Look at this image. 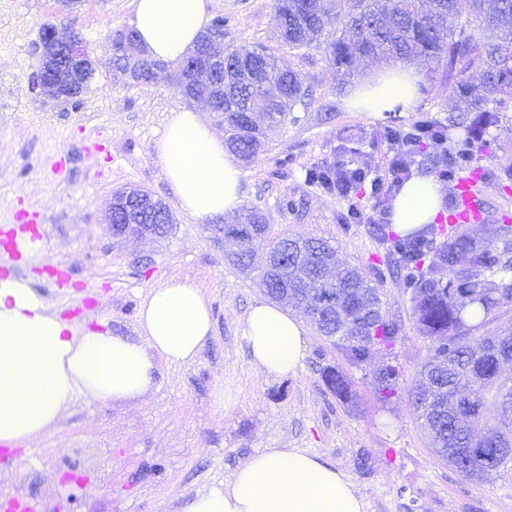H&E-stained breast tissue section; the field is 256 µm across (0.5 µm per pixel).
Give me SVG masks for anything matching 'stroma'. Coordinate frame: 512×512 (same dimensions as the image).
<instances>
[{
	"instance_id": "1",
	"label": "stroma",
	"mask_w": 512,
	"mask_h": 512,
	"mask_svg": "<svg viewBox=\"0 0 512 512\" xmlns=\"http://www.w3.org/2000/svg\"><path fill=\"white\" fill-rule=\"evenodd\" d=\"M132 0H80L70 11L60 0H0V230L31 225L40 252L13 259L0 254V278L30 279L61 318L120 336L136 333L142 300L160 282L194 281L210 300L213 333L185 366L158 362L150 392L112 404L77 399L52 434L20 446L22 468L0 474V496L24 492L44 499L48 512H182L196 494L230 479L249 457L269 448H295L345 474L365 512H512V468L475 484L430 450L407 399L381 406L370 385L371 366L350 370L358 406L339 401L322 377L343 366L340 350L314 328L296 373L266 375L243 339L249 309L265 301L255 275L238 271L221 245L175 205L159 160L170 113L201 111L223 134L204 103H188L165 83L126 84L113 76L108 30L129 26ZM210 15L229 23L224 45L263 46L289 60L313 92L299 120L281 126L264 152L242 165L243 205L263 212L270 237L305 233L330 240L340 262L369 272L386 258L366 217L369 187L356 192L362 219L343 223L347 202L305 180L314 165L353 163L385 170L392 157L387 125L408 128L423 113L438 119L466 109L441 78L420 76L418 96L405 111L358 112L346 100L378 65L359 61L353 79L338 85L322 50L291 49L276 38L274 0H211ZM82 34L98 66L79 105L52 102L32 90L41 33L46 25ZM493 152L480 159L486 178L477 185L482 221L475 235L512 215V107L484 130ZM139 186L173 206L174 226L154 242L118 239L105 222L113 191ZM296 207L283 210L282 198ZM69 271L65 288L45 273ZM386 316L403 325L397 362L412 382L426 344L414 330L411 292L403 279L378 281ZM91 292L93 305L78 307Z\"/></svg>"
}]
</instances>
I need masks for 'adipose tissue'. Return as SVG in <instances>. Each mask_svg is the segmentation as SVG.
I'll use <instances>...</instances> for the list:
<instances>
[{"label": "adipose tissue", "mask_w": 512, "mask_h": 512, "mask_svg": "<svg viewBox=\"0 0 512 512\" xmlns=\"http://www.w3.org/2000/svg\"><path fill=\"white\" fill-rule=\"evenodd\" d=\"M133 25L160 59L175 61L208 22L207 0H134ZM417 76L398 65L357 88L363 111L382 112L415 99ZM179 208L196 223L234 213L243 202L242 172L223 139L196 110L168 117L159 146ZM442 189L414 177L393 201L392 223L407 234L432 223ZM138 336L91 330L63 319L27 279L0 278V443L23 444L50 433L78 398L121 402L152 387L157 361L191 363L213 330L210 302L189 279L171 278L140 305ZM243 336L253 363L267 375L292 374L306 344L301 320L274 304L252 306ZM344 474L309 453L271 448L251 456L231 480L197 494L184 512H363Z\"/></svg>", "instance_id": "1"}]
</instances>
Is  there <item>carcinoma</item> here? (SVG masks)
I'll return each instance as SVG.
<instances>
[{
  "mask_svg": "<svg viewBox=\"0 0 512 512\" xmlns=\"http://www.w3.org/2000/svg\"><path fill=\"white\" fill-rule=\"evenodd\" d=\"M462 17L458 0H275L278 40L293 49L323 50L343 83L354 77L358 58L384 63L417 60L425 69L448 74L452 92L460 98L473 89L494 104L473 121L464 117L443 123L428 115L413 123L419 148L460 130L461 148L432 160L440 175L476 178L481 168L474 157L487 142L480 131L499 122V113L512 103V0H468ZM228 66L236 67L233 91L224 100V143L246 161L262 152L263 130L239 122L245 110L261 112L268 126L279 127L301 105L308 106V90L291 63L262 47L224 50ZM343 170L317 166L305 179L326 192L336 189ZM263 215L249 210L241 224L224 225V256L243 272L251 270V256L233 246L242 240L268 245V252L284 260L279 274L261 270L259 284L273 301L303 310L316 332L342 352L356 369L379 356L384 362L372 373L377 401L389 404L407 393L433 451L464 477L483 483L512 463V391H503L501 367L512 362V327L493 328L512 303V244L509 224L489 233L504 238L493 252L461 225L448 228V239L434 240L440 228L431 224L418 235L389 240L403 280L412 290L415 328L427 350L415 380L402 386L394 364L402 325L387 319L378 289L357 270L337 264L328 241L304 234L269 239ZM330 391L345 404L357 401L342 369L323 372Z\"/></svg>",
  "mask_w": 512,
  "mask_h": 512,
  "instance_id": "carcinoma-1",
  "label": "carcinoma"
}]
</instances>
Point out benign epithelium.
Returning <instances> with one entry per match:
<instances>
[{"instance_id": "benign-epithelium-1", "label": "benign epithelium", "mask_w": 512, "mask_h": 512, "mask_svg": "<svg viewBox=\"0 0 512 512\" xmlns=\"http://www.w3.org/2000/svg\"><path fill=\"white\" fill-rule=\"evenodd\" d=\"M114 63L125 64L124 80L142 83L139 73L165 74L168 84L184 99L203 101L213 107L211 95H202L198 88L224 90V39L213 36L205 41V48L194 49L176 67L153 58L149 51L136 40L133 29L122 28L107 33ZM96 71L93 52L84 39L72 29L50 25L41 36L36 69L31 78L32 87L56 101L80 96L85 83ZM155 198L142 188L132 187L125 191L123 203L128 212V223L108 221L112 234L120 238L157 240L162 238L156 224H139L138 211L153 204Z\"/></svg>"}]
</instances>
